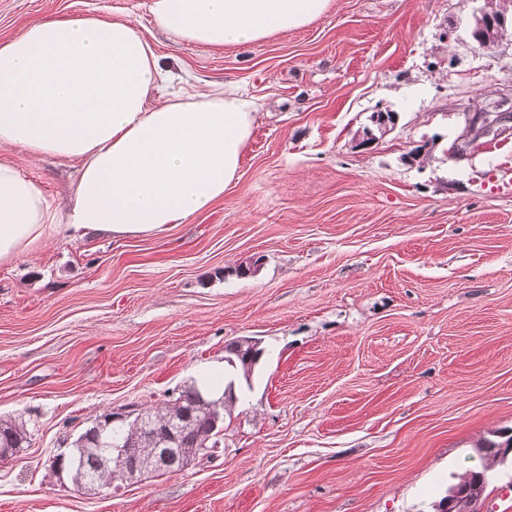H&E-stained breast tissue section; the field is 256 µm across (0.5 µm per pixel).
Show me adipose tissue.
Here are the masks:
<instances>
[{
	"label": "adipose tissue",
	"mask_w": 512,
	"mask_h": 512,
	"mask_svg": "<svg viewBox=\"0 0 512 512\" xmlns=\"http://www.w3.org/2000/svg\"><path fill=\"white\" fill-rule=\"evenodd\" d=\"M329 0H150L155 28L210 47L309 24ZM169 69L131 21L44 18L0 43V263L65 232L156 237L223 199L257 120L233 82L160 97ZM79 161L66 224L3 152Z\"/></svg>",
	"instance_id": "ef3b65f1"
}]
</instances>
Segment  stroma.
<instances>
[{
	"instance_id": "1",
	"label": "stroma",
	"mask_w": 512,
	"mask_h": 512,
	"mask_svg": "<svg viewBox=\"0 0 512 512\" xmlns=\"http://www.w3.org/2000/svg\"><path fill=\"white\" fill-rule=\"evenodd\" d=\"M147 5L0 0V41L48 16L129 19L185 90L231 80L260 107L207 211L0 264V418L30 434L0 461V512H433L512 428V131L448 156L512 89V44L475 47L470 0H331L221 48L156 32ZM379 108L396 127L357 149ZM10 156L65 215L78 161ZM241 336L264 354L213 456L117 491L51 471L99 416L223 379Z\"/></svg>"
}]
</instances>
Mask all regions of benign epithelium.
Instances as JSON below:
<instances>
[{"mask_svg": "<svg viewBox=\"0 0 512 512\" xmlns=\"http://www.w3.org/2000/svg\"><path fill=\"white\" fill-rule=\"evenodd\" d=\"M512 0H502V6L495 10L484 7L473 8V26L471 37L479 48L490 45H500L509 39L508 12ZM512 119L506 112L480 111L469 119V127H480L483 134L500 136L506 132L503 124ZM370 124L365 126L358 134L357 146L368 149L381 138L391 132L397 122L398 114L391 110L378 109L369 116ZM234 354L245 369L252 373L254 367L263 356L261 341L252 336H243L233 341ZM192 415L185 414L178 421L163 420L159 423L150 421V414H141L136 417V423L149 428L152 432L162 431V435L151 442L148 448H139L131 442L112 444V454L109 461L119 470L129 468L130 458L144 456V466L154 471L176 473L181 470V460L190 457L192 451L188 444L181 440L184 429L188 428ZM500 442L486 441L477 448L482 455H492L503 461L512 454V434H501ZM483 487L480 478L472 477L468 481L455 484L448 488L447 494L435 504L434 512H480L479 504L482 499Z\"/></svg>", "mask_w": 512, "mask_h": 512, "instance_id": "7a95c632", "label": "benign epithelium"}]
</instances>
